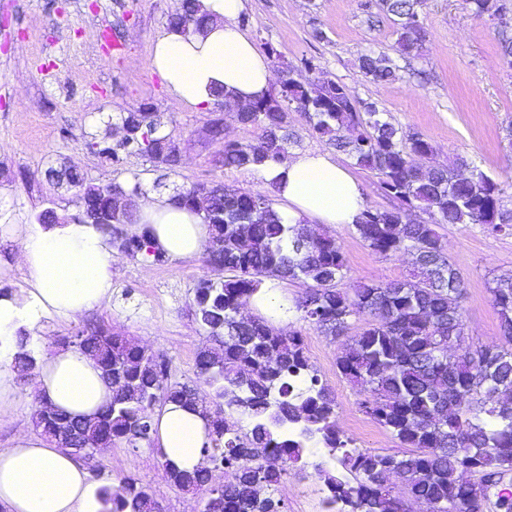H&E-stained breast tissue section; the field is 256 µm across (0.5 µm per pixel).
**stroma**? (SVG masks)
<instances>
[{"mask_svg": "<svg viewBox=\"0 0 512 512\" xmlns=\"http://www.w3.org/2000/svg\"><path fill=\"white\" fill-rule=\"evenodd\" d=\"M363 2L248 0L238 23L251 32L260 50H273L274 70L312 59L317 77L344 84L355 98L375 101L395 125L422 134L434 147L430 165L446 166L462 156L496 181L512 183V145L505 138L506 127L512 125V71L499 61L501 36L512 37V14L477 18L465 0H425L421 19L427 38L417 52L401 57L392 22L384 18L370 23ZM180 6L181 0H97L92 8L87 0H67L61 9L55 0H0V210L9 212L15 224L36 227L37 215L48 207L61 217L78 214L75 191L56 188L48 179L49 168L64 165L96 185L149 186L160 178L185 188L223 182L246 192L261 189L253 172L227 169L220 162L225 141L255 142L256 130L218 104L205 109L179 105L150 65L154 43ZM364 50L395 57L397 79L386 85L370 82L358 67L357 57ZM144 108L169 114L164 132L182 158L176 170L156 167L136 152L122 150L111 160L86 147L87 133L103 121ZM217 120L224 125L220 139L209 134ZM290 129L295 139L291 153L335 154L368 206L395 207L374 173L335 153L303 116L293 114ZM323 230L340 244L349 282L384 284L410 278V254H376L347 224H327ZM438 232L464 278L468 336L479 344H499L487 281L512 273V234L491 233L474 224H443ZM223 277L222 270L201 257L153 263L118 254L111 308L71 321L42 318L31 349L41 353L56 347L62 337L101 326L133 338L147 353L164 355L172 381L208 393L195 368L196 355L208 338L195 322L191 304L201 280ZM287 326L301 331L311 365L336 398L337 428L357 447L382 454L403 452L396 438L359 410L358 388L336 367L348 338L325 336L294 311ZM33 383V377L18 378L17 407L12 420L0 424V448L8 447L19 431H33ZM317 463L336 475L344 473L325 449H306L275 491L286 512H322L327 488L314 472ZM85 465L93 479L112 485L125 477L136 479L153 493L163 512L203 508V493L168 481L153 446L119 442L111 451L86 459Z\"/></svg>", "mask_w": 512, "mask_h": 512, "instance_id": "obj_1", "label": "stroma"}]
</instances>
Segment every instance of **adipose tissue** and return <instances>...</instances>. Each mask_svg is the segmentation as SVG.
Listing matches in <instances>:
<instances>
[{
  "label": "adipose tissue",
  "instance_id": "obj_1",
  "mask_svg": "<svg viewBox=\"0 0 512 512\" xmlns=\"http://www.w3.org/2000/svg\"><path fill=\"white\" fill-rule=\"evenodd\" d=\"M214 19L206 33L167 31L152 50L151 66L179 104L203 107L221 89L235 99L265 96L272 63L237 20L247 0H201ZM256 177L282 203L289 224H354L366 199L348 170L327 153L307 152L282 164L268 162ZM138 222L149 225L152 241L174 259L205 253L209 229L201 213L181 207L168 195L149 192L133 198ZM18 261L27 285L0 293V421L15 409L18 371L15 340L20 329L41 316L72 320L112 304L115 250L108 236L74 221L27 231L19 237ZM112 397L96 362L77 347L43 353L37 363L35 398L83 419L98 416ZM156 441L165 457L183 469L202 462L208 421L192 407L170 403L155 410ZM100 485L71 449L21 433L0 448V504L8 512H102Z\"/></svg>",
  "mask_w": 512,
  "mask_h": 512
}]
</instances>
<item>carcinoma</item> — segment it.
Listing matches in <instances>:
<instances>
[{
	"label": "carcinoma",
	"mask_w": 512,
	"mask_h": 512,
	"mask_svg": "<svg viewBox=\"0 0 512 512\" xmlns=\"http://www.w3.org/2000/svg\"><path fill=\"white\" fill-rule=\"evenodd\" d=\"M506 0H467L477 17H496ZM423 0H376L394 25L397 51L409 54L422 47L427 31L420 18ZM211 21L199 0H182L169 27L200 31ZM359 69L372 82L395 79V60L384 53L363 52ZM315 64L280 72L279 90L250 102L216 92L238 121L258 130L253 143L226 142L221 164L251 170L265 163L287 161L291 113L304 116L313 131L327 138L355 165L374 172L384 192L400 201L391 211L364 209L354 228L375 253L408 252L414 258L411 281L386 284H339L347 265L340 245L306 224H287L264 191L245 192L223 183L193 186L172 196L174 202L199 209L208 224L206 262L224 270V279L202 280L195 288L192 315L215 346L197 353L198 378L212 387L202 394L192 385L170 380L169 363L146 354L133 339L103 328L63 338L96 360L112 386V401L98 417L83 420L35 403L33 422L47 439L63 434L97 441L110 448L117 442L152 444L156 430L151 415L168 403L189 404L211 416L208 441L200 466L185 470L168 459L167 479L183 490L207 495L205 512H286L275 487L311 444L327 449L353 476L348 482L315 465L329 495L326 512H405L387 478L394 476L414 500L430 512H448L456 501L494 499L495 512H512V405L501 395L512 393V275L489 282L502 344L466 343L461 354L448 353L460 342L465 327L462 299L465 284L449 261L437 227L479 224L495 232H512V210L505 208L506 190L479 167L466 178L455 167L423 169L412 157L433 154L432 144L381 117L374 102L356 100L335 81L313 77ZM118 123L132 132L129 149L166 167L173 142L161 134L163 112H128ZM108 128L90 134L88 146L118 158L107 145ZM57 184L82 193L81 221L108 235L112 245L132 257L156 263L166 254L150 244L148 229L128 231L136 223L129 210L112 214L106 208L108 186L86 182L69 168L51 169ZM428 220L412 219V212ZM302 281L306 291L295 301L300 319L326 336H344L351 318L364 324L351 337V347L336 361L342 376L367 391L360 411L408 447L402 455L351 447L352 440L336 427V398L321 383L306 355L297 330L273 326L263 317L239 319L264 279ZM15 364L23 372L36 360L19 343ZM251 429L241 431L238 419ZM224 481L215 482V471ZM479 482L464 480V475ZM104 512H159L147 489L131 478L101 487Z\"/></svg>",
	"instance_id": "cac0c4a2"
}]
</instances>
